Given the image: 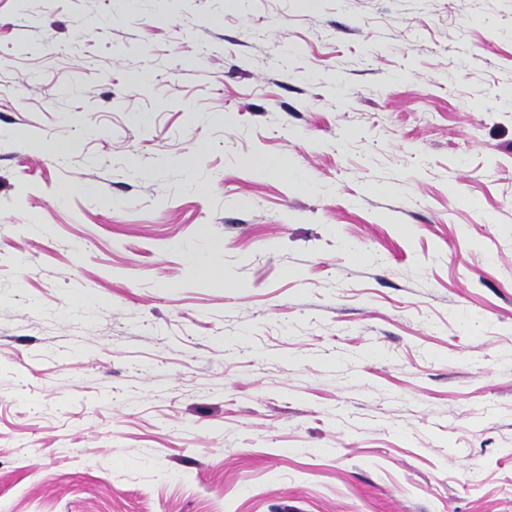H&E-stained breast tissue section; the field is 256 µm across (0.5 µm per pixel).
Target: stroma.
<instances>
[{"mask_svg": "<svg viewBox=\"0 0 512 512\" xmlns=\"http://www.w3.org/2000/svg\"><path fill=\"white\" fill-rule=\"evenodd\" d=\"M0 512H512V0H0Z\"/></svg>", "mask_w": 512, "mask_h": 512, "instance_id": "35a3bbf8", "label": "stroma"}]
</instances>
